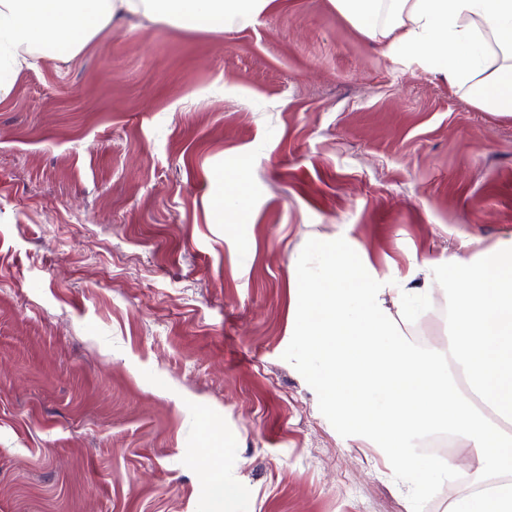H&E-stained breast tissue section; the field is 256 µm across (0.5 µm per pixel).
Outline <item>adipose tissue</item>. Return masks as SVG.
I'll list each match as a JSON object with an SVG mask.
<instances>
[{
    "label": "adipose tissue",
    "instance_id": "ef3b65f1",
    "mask_svg": "<svg viewBox=\"0 0 512 512\" xmlns=\"http://www.w3.org/2000/svg\"><path fill=\"white\" fill-rule=\"evenodd\" d=\"M271 0H0V99L36 61L78 54L114 19L194 31L249 27ZM410 74L441 76L477 108L512 119V0H330ZM290 334L345 432L377 436L401 472L428 488L459 470L425 458L416 438L468 441L484 478L450 495L449 512H512V236L447 260L379 275L362 244L314 239L294 259ZM448 337L424 350L401 328L434 290Z\"/></svg>",
    "mask_w": 512,
    "mask_h": 512
}]
</instances>
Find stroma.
I'll return each mask as SVG.
<instances>
[{"mask_svg":"<svg viewBox=\"0 0 512 512\" xmlns=\"http://www.w3.org/2000/svg\"><path fill=\"white\" fill-rule=\"evenodd\" d=\"M339 232L391 277L512 235V119L329 0L223 33L121 19L24 70L0 100V512H448L447 481L337 429L289 334L291 260ZM447 316L433 294L412 338ZM225 182L229 188L225 190L224 195L218 201V205L225 214H236L241 212L246 206V189L238 180H228Z\"/></svg>","mask_w":512,"mask_h":512,"instance_id":"obj_1","label":"stroma"}]
</instances>
